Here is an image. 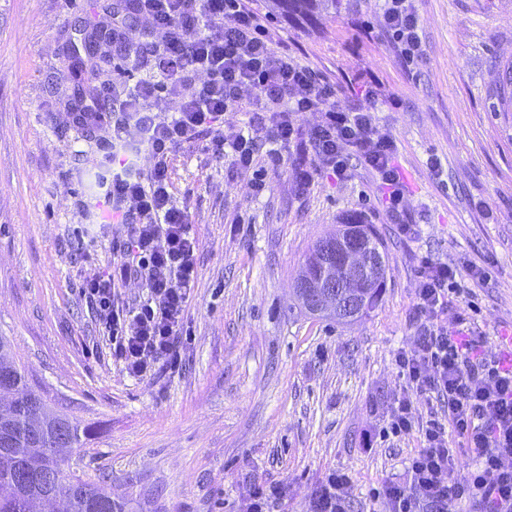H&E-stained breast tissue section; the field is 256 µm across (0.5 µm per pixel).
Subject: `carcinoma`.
I'll return each instance as SVG.
<instances>
[{"mask_svg": "<svg viewBox=\"0 0 512 512\" xmlns=\"http://www.w3.org/2000/svg\"><path fill=\"white\" fill-rule=\"evenodd\" d=\"M275 8L290 19L306 22L328 20L342 9V0H273ZM357 233L364 252L384 256L374 231L346 225L326 236ZM320 246L306 264V272L319 280L331 273ZM385 278L381 262L357 283L361 306L358 317L369 314L378 304ZM8 337L0 336V377L7 379L15 395L8 406L0 405V512H40L45 501L55 512H128L127 505L112 498L103 487L94 486L71 474L73 454L88 438V429L31 387L26 368L10 357Z\"/></svg>", "mask_w": 512, "mask_h": 512, "instance_id": "carcinoma-1", "label": "carcinoma"}]
</instances>
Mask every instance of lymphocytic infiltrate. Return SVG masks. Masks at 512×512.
<instances>
[{
    "label": "lymphocytic infiltrate",
    "mask_w": 512,
    "mask_h": 512,
    "mask_svg": "<svg viewBox=\"0 0 512 512\" xmlns=\"http://www.w3.org/2000/svg\"><path fill=\"white\" fill-rule=\"evenodd\" d=\"M382 33L397 48L407 70L423 57L414 0H381ZM134 12L163 32L162 48L148 74L126 84L116 112L85 105L76 122L108 127L112 142L99 162V195L104 224H119L121 261L87 277L81 293L95 309L112 356L127 373L141 377L161 360L177 361L184 315L196 277L197 240L187 215L173 201L169 164L182 144L206 137V149L232 154L238 174L254 193L266 187V168L290 165L298 187H306L315 166L337 179L361 160L387 187V206L399 215L406 195L395 166L396 145L377 131L382 101L365 85L361 104H344L335 82L304 63L288 38L254 0H133ZM177 100L176 111L159 116L153 105ZM239 114L237 128L224 131V115ZM320 113L310 129L300 116ZM268 144L267 166L256 153ZM292 146L293 158L282 147ZM137 278L147 296L120 306L117 284ZM479 268L462 270L428 258L419 261L414 309L421 333L396 362L417 394L448 401L444 418L415 420L408 400L393 406L392 433L417 431L420 446L405 476L382 484L377 494L387 512H512V371L480 356L481 337L458 342L441 321L449 295H463L464 282L483 280ZM477 464L466 480L455 476L460 452ZM344 470L325 474L311 495L309 512H348Z\"/></svg>",
    "instance_id": "1"
}]
</instances>
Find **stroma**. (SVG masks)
Instances as JSON below:
<instances>
[{
	"label": "stroma",
	"mask_w": 512,
	"mask_h": 512,
	"mask_svg": "<svg viewBox=\"0 0 512 512\" xmlns=\"http://www.w3.org/2000/svg\"><path fill=\"white\" fill-rule=\"evenodd\" d=\"M107 2L0 0V336L34 389L89 427L74 474L108 475L134 512H240L255 479L286 486L273 512H307L339 469L352 476L351 512H385L374 488L402 478L420 446L418 432L386 434L394 400L409 398L423 419L448 410L414 394L395 362L420 334L418 258L485 270L441 320L468 315L487 358L512 329V111L499 102L512 0H417L414 74L381 33L378 0L318 24L281 18L292 50L336 82L342 102L358 103L370 78L401 99L378 121L396 142L404 211L391 217L376 174L358 164L344 181L315 172L303 193L283 167L256 197L232 155L184 145L170 173L199 242L187 334L178 364L159 361L141 378L113 360L79 292L116 260L123 229L98 222L95 164L108 134L75 123L73 83L111 97L131 66L150 63L106 43L91 68L73 70L79 32L108 20ZM342 222L369 225L386 261L378 305L350 324L304 314L295 295L309 253ZM401 222L417 225L415 238L399 235Z\"/></svg>",
	"instance_id": "35a3bbf8"
}]
</instances>
